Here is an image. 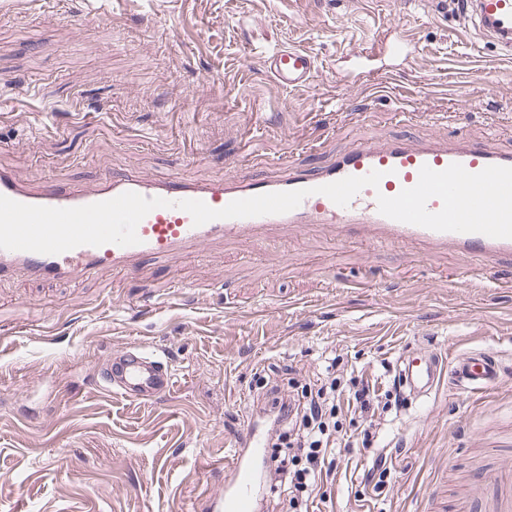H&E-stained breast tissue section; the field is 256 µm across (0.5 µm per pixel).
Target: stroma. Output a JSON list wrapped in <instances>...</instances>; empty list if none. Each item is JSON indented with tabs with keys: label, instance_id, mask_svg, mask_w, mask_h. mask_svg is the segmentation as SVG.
<instances>
[{
	"label": "stroma",
	"instance_id": "stroma-1",
	"mask_svg": "<svg viewBox=\"0 0 512 512\" xmlns=\"http://www.w3.org/2000/svg\"><path fill=\"white\" fill-rule=\"evenodd\" d=\"M294 45L304 87L264 66ZM481 139L512 150V59L454 0H0V168L36 185L116 165L202 181L315 167L359 141ZM271 231L136 273L0 281V512H209L252 403L396 372L426 348L498 355L499 387L440 386L366 423L339 417L337 473L309 512H512V263ZM133 344L174 376L158 402L107 396ZM388 484L362 473L382 456ZM264 63L276 83L286 89L305 86L317 74L312 55L297 47L281 48L267 56Z\"/></svg>",
	"mask_w": 512,
	"mask_h": 512
}]
</instances>
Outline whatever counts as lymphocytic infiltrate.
Segmentation results:
<instances>
[{
	"mask_svg": "<svg viewBox=\"0 0 512 512\" xmlns=\"http://www.w3.org/2000/svg\"><path fill=\"white\" fill-rule=\"evenodd\" d=\"M275 405L278 423L287 428L294 448L291 457L273 456L266 475L282 490L288 512H309L314 494L336 469L335 451L324 436L337 425L339 415L347 411L371 419L390 407H402L403 401L392 391H378L369 377L358 376L352 378L347 394L325 385L276 400Z\"/></svg>",
	"mask_w": 512,
	"mask_h": 512,
	"instance_id": "lymphocytic-infiltrate-1",
	"label": "lymphocytic infiltrate"
}]
</instances>
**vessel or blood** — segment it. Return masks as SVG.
Listing matches in <instances>:
<instances>
[{
    "label": "vessel or blood",
    "mask_w": 512,
    "mask_h": 512,
    "mask_svg": "<svg viewBox=\"0 0 512 512\" xmlns=\"http://www.w3.org/2000/svg\"><path fill=\"white\" fill-rule=\"evenodd\" d=\"M463 8L474 29L493 42L502 56L512 58V0H464ZM264 63L276 83L286 89L307 85L317 74L312 55L297 47L279 49ZM278 167L276 176L244 183L231 176L207 182L157 178L118 166L90 186L62 185L49 178L36 187L0 168V195L28 205L78 207L128 191L171 202L170 207L154 209L140 221V242L134 246L83 245L58 255L0 249V278L19 271L45 281L105 268L133 272L149 256L175 258L228 238L258 246L271 227L302 232L315 224L332 229L339 237L418 243L431 249L450 247L467 262L477 258L490 264L512 261L510 152H497L466 139H393L379 145L355 144L313 171L283 161ZM374 170L383 174L378 187L363 188L348 206H337L317 192L318 186ZM306 188L310 196L290 212L216 219L201 226L175 206L176 201L195 199L220 209L236 199ZM444 377L460 389L482 393L499 386L500 364L484 351L463 354L447 369L430 350L399 362V382L413 399L428 397ZM98 384L106 393L148 402L170 393L173 375L155 352L136 344L126 348L118 364L103 370ZM264 440L261 423L253 421L243 429L225 463L232 480L214 497L213 512H255L260 484L257 462Z\"/></svg>",
    "instance_id": "vessel-or-blood-1"
}]
</instances>
